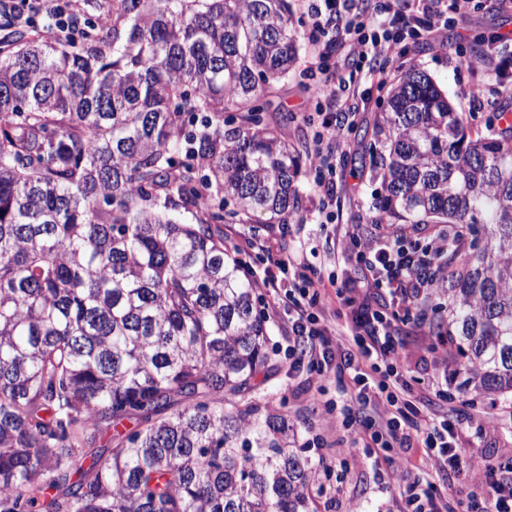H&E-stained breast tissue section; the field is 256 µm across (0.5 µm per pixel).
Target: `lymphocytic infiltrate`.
Returning a JSON list of instances; mask_svg holds the SVG:
<instances>
[{"label":"lymphocytic infiltrate","mask_w":512,"mask_h":512,"mask_svg":"<svg viewBox=\"0 0 512 512\" xmlns=\"http://www.w3.org/2000/svg\"><path fill=\"white\" fill-rule=\"evenodd\" d=\"M471 0H391L388 15L377 19L356 0H303L309 21L311 54L305 70L320 97V129L311 151L313 183L322 200L336 198V166L323 142L343 144L350 129L349 100L355 90L336 80L330 64L334 48L364 63L387 60L407 38L425 31L437 37L448 25L467 28ZM0 10L20 25L47 22L54 37L80 41L70 0H0ZM457 236L441 230L431 243L384 234L373 238L352 232L336 255L337 265L355 268L354 277L337 281L336 302L350 311V324L332 330L322 312L326 285L309 273L303 253L289 252L279 262L280 278L264 280L272 314L288 322V358L295 367L323 374L336 369L343 397L336 406L347 433L346 445L365 455L389 458L416 449L412 478L396 490L407 512H512V459L497 467L468 472L473 484L492 496L450 494L440 484L443 472L462 463L457 422L421 408L403 380L404 349L398 336L400 313H411L440 288V259Z\"/></svg>","instance_id":"lymphocytic-infiltrate-1"}]
</instances>
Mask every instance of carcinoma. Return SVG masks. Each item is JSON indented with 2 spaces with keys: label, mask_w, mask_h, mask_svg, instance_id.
I'll return each mask as SVG.
<instances>
[{
  "label": "carcinoma",
  "mask_w": 512,
  "mask_h": 512,
  "mask_svg": "<svg viewBox=\"0 0 512 512\" xmlns=\"http://www.w3.org/2000/svg\"><path fill=\"white\" fill-rule=\"evenodd\" d=\"M95 9L76 45L0 17V512H313L317 469L247 398L267 321L219 228L298 215L264 101L289 0ZM371 137L379 223L463 231L430 327L474 397L512 395V127L470 138L413 66Z\"/></svg>",
  "instance_id": "cac0c4a2"
}]
</instances>
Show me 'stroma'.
I'll return each instance as SVG.
<instances>
[{"label": "stroma", "instance_id": "1", "mask_svg": "<svg viewBox=\"0 0 512 512\" xmlns=\"http://www.w3.org/2000/svg\"><path fill=\"white\" fill-rule=\"evenodd\" d=\"M293 26L298 38V62L287 77L280 80L268 99L271 115H288L287 124L277 126L279 139L301 151H309L313 129L305 117L312 112L308 90L309 81L303 69L308 56V20L300 0H291ZM467 42H460L458 31L448 28L440 41L415 38L400 45L384 67L388 78L414 66L425 71L448 95L449 100L465 119L472 134H490L497 130L494 118L501 104L503 85L512 84V77H500L494 72H472L467 64L471 47L483 41L485 35L505 26L512 27V8H489L486 0H474ZM336 77L353 79L359 94L354 100L356 116L349 134L350 143L336 153L338 184V221L322 224L318 221L320 207L317 193L308 172L298 178L300 189V218L289 227L278 224H223L224 244L241 261L249 277L257 282V295H264L261 282L277 275L275 261L284 249H304L311 267L322 277H332L336 268L330 258L345 240L351 228L372 236L378 228L372 224L380 185L370 167L355 160L358 133L372 126L373 120L385 105L387 87L380 84L376 72L359 69L341 55H333ZM482 81L487 102L484 109L470 108L468 93L474 81ZM263 241L266 251L253 249L255 241ZM444 300L432 297L417 310L415 317L401 321L399 332L409 355L404 378L422 400L428 401L436 412L450 411L460 423L467 451L465 466L474 468L497 465L512 457V409L491 405L489 401L474 400L471 391L461 388L460 377L454 376V366L445 349H432L433 338L429 321L436 316ZM268 348L275 367L259 374L253 382L252 397L270 403L284 411L296 434L295 446L319 471V480L311 490L316 512H346L348 504H356L359 512H405L406 505L391 484L394 479L410 475V454L372 463L364 456L344 457L339 444L343 429L328 404L337 398L335 374L325 378L309 377L305 369L291 367L286 348L288 328L282 320L269 317ZM447 381L449 400L434 395L437 382ZM485 416L495 423L493 433L474 436L469 426L473 416Z\"/></svg>", "mask_w": 512, "mask_h": 512}]
</instances>
